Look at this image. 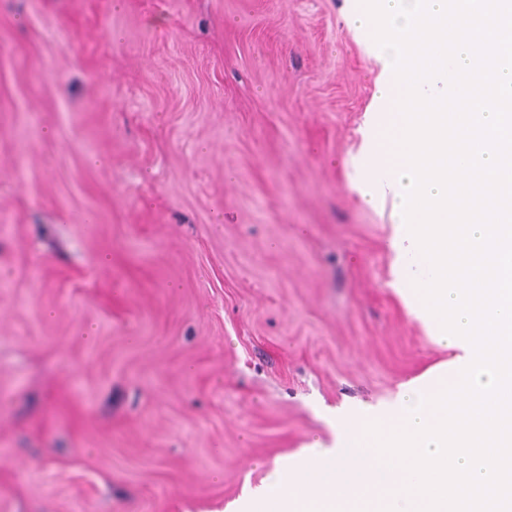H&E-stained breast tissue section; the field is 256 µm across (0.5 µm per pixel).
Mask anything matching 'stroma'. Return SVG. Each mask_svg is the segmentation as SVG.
Masks as SVG:
<instances>
[{"mask_svg":"<svg viewBox=\"0 0 512 512\" xmlns=\"http://www.w3.org/2000/svg\"><path fill=\"white\" fill-rule=\"evenodd\" d=\"M360 0H0V512H224L448 362L351 160Z\"/></svg>","mask_w":512,"mask_h":512,"instance_id":"1","label":"stroma"}]
</instances>
